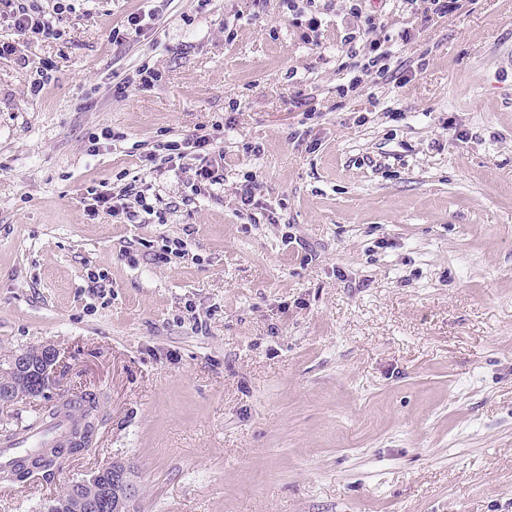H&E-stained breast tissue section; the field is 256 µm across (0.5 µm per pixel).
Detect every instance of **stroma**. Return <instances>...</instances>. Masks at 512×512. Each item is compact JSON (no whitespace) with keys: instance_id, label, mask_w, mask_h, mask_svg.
Here are the masks:
<instances>
[{"instance_id":"1","label":"stroma","mask_w":512,"mask_h":512,"mask_svg":"<svg viewBox=\"0 0 512 512\" xmlns=\"http://www.w3.org/2000/svg\"><path fill=\"white\" fill-rule=\"evenodd\" d=\"M323 2L312 42L281 0H66L60 40L0 59V373L59 353L43 397L0 406V437L100 400L92 449L1 481L0 512L117 461L128 512H512V0L444 18L388 0L406 80L345 98L348 2ZM144 60L161 81L115 94ZM104 127L123 141L88 154ZM200 128L223 185L151 173L178 204L164 224L86 210L87 186ZM247 172L274 223L238 214ZM164 237L188 253L160 267ZM155 12H136L132 13L127 17L126 25L121 30L120 27H114L112 30V40L114 42H121L124 39L129 38L128 36L133 33L137 36L144 33L147 30L152 29L157 19Z\"/></svg>"}]
</instances>
